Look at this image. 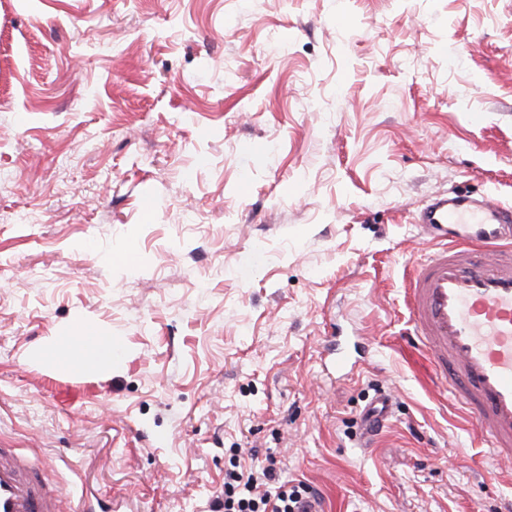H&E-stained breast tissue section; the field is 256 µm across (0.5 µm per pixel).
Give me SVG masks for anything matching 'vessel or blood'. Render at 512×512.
<instances>
[{
	"label": "vessel or blood",
	"instance_id": "obj_1",
	"mask_svg": "<svg viewBox=\"0 0 512 512\" xmlns=\"http://www.w3.org/2000/svg\"><path fill=\"white\" fill-rule=\"evenodd\" d=\"M420 224L438 248L413 266L405 296L413 332L493 455L512 461V242L500 235L512 207L458 194L426 207ZM392 409V396L377 394L362 415L364 433ZM64 502L30 459L0 448V512H64Z\"/></svg>",
	"mask_w": 512,
	"mask_h": 512
}]
</instances>
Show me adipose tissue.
Returning a JSON list of instances; mask_svg holds the SVG:
<instances>
[{
    "label": "adipose tissue",
    "instance_id": "1",
    "mask_svg": "<svg viewBox=\"0 0 512 512\" xmlns=\"http://www.w3.org/2000/svg\"><path fill=\"white\" fill-rule=\"evenodd\" d=\"M93 333L90 324L81 320L74 321L67 334L57 337L44 347L43 353L56 366L74 372L109 368L115 344L108 336L98 341L93 340Z\"/></svg>",
    "mask_w": 512,
    "mask_h": 512
}]
</instances>
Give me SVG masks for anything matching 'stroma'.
Listing matches in <instances>:
<instances>
[{"label": "stroma", "mask_w": 512, "mask_h": 512, "mask_svg": "<svg viewBox=\"0 0 512 512\" xmlns=\"http://www.w3.org/2000/svg\"><path fill=\"white\" fill-rule=\"evenodd\" d=\"M452 191L512 205V0H0V447L67 512H213L269 455L323 512H502L404 304ZM78 319L111 369L37 357ZM393 409V398L391 394L384 392L377 394L365 408L362 415V429L364 434L370 436L379 425L387 420Z\"/></svg>", "instance_id": "obj_1"}]
</instances>
